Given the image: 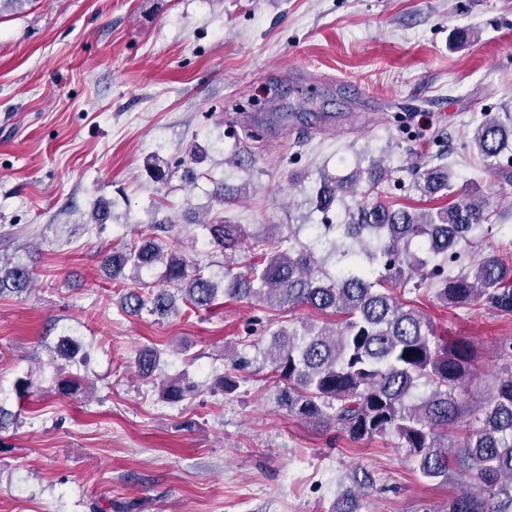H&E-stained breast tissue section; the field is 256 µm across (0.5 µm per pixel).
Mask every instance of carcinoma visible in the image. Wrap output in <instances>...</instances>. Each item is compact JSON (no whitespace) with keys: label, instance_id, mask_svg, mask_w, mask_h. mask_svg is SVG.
<instances>
[{"label":"carcinoma","instance_id":"1","mask_svg":"<svg viewBox=\"0 0 512 512\" xmlns=\"http://www.w3.org/2000/svg\"><path fill=\"white\" fill-rule=\"evenodd\" d=\"M493 177L512 185V113L484 112L461 142ZM410 189L448 194L455 173L443 157L413 160ZM362 172L321 180L316 208L326 214L345 196L357 199L342 224H328L343 243L332 244L336 272L311 247L292 237L251 236L240 224L216 215L203 222L210 243L229 262L261 254L245 272H224L221 286L173 247L149 239L114 247L103 257L112 277L129 268L138 274L158 266L163 285L148 292L127 287L121 305L131 315L146 310L166 316L176 294L208 309L219 296L253 298L272 311L308 308L327 321L280 327L262 351L283 383L277 400L289 414L333 429L352 442L395 436L427 480L468 479L448 512H512V339L500 348L501 367L490 393L473 401L466 392L475 377V346L467 338L437 333L415 301L397 293L426 289L450 308L484 306L512 315V251L474 252L477 234L491 226L496 204L482 193L464 192L429 210L399 207L386 169L361 186ZM18 232H0V297L19 294L32 282L30 268L6 253ZM78 342L63 338L57 355L76 362ZM234 359L224 370L226 395L240 387ZM464 424L461 443H448V428Z\"/></svg>","mask_w":512,"mask_h":512}]
</instances>
